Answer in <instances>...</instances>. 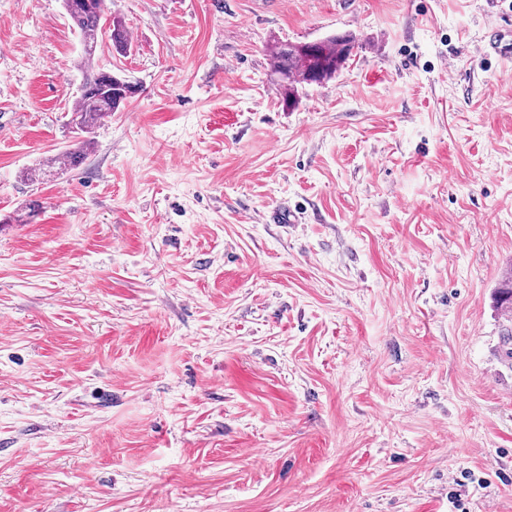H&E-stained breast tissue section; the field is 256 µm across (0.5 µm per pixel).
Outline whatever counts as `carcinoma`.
<instances>
[{
  "mask_svg": "<svg viewBox=\"0 0 512 512\" xmlns=\"http://www.w3.org/2000/svg\"><path fill=\"white\" fill-rule=\"evenodd\" d=\"M64 9L72 20L83 45L77 69L82 74L80 92L70 109L69 125L87 134L77 147L65 151L68 166H77L91 147L89 134L102 121L117 111L122 103L135 93V83L100 67L96 52L104 36H109L116 52L125 55L131 51V40L126 26L116 16L112 28L102 22L105 0H63ZM354 45L348 36H331L310 43H283L275 41L268 46L271 75L280 76L274 82L276 90L287 106L298 102V89L305 85L322 84L336 77L349 57ZM495 308L505 314L500 331L498 353L501 360L512 364V276L502 280L494 297Z\"/></svg>",
  "mask_w": 512,
  "mask_h": 512,
  "instance_id": "cac0c4a2",
  "label": "carcinoma"
}]
</instances>
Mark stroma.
Listing matches in <instances>:
<instances>
[{
    "label": "stroma",
    "mask_w": 512,
    "mask_h": 512,
    "mask_svg": "<svg viewBox=\"0 0 512 512\" xmlns=\"http://www.w3.org/2000/svg\"><path fill=\"white\" fill-rule=\"evenodd\" d=\"M107 7L139 91L32 183L82 46L0 0V512H512V0ZM342 34L284 107L268 45ZM494 304L497 310L504 314V321L500 331L498 353L501 360L512 364V320L507 316L512 311V276L502 280L496 289Z\"/></svg>",
    "instance_id": "1"
}]
</instances>
